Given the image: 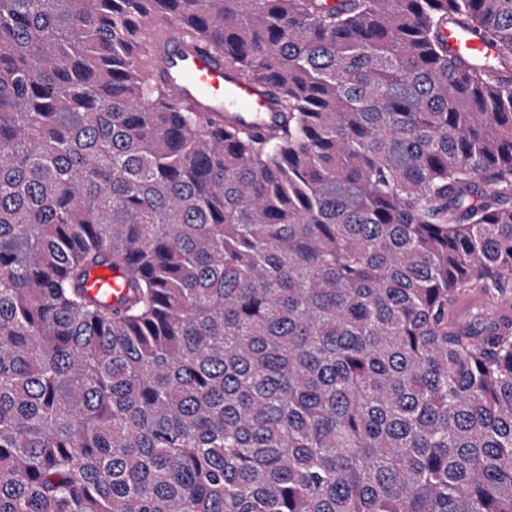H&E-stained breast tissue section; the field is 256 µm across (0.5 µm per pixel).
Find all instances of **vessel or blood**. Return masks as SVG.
<instances>
[{"label":"vessel or blood","instance_id":"vessel-or-blood-1","mask_svg":"<svg viewBox=\"0 0 512 512\" xmlns=\"http://www.w3.org/2000/svg\"><path fill=\"white\" fill-rule=\"evenodd\" d=\"M451 53L481 60L491 57L493 47L475 33L460 27L444 32ZM164 49L149 65L150 70H163L168 75L171 93L179 99H194L201 112L217 124L240 121L255 124L265 131L275 115L267 95L242 81L211 55L185 45L180 32L170 29L163 36Z\"/></svg>","mask_w":512,"mask_h":512}]
</instances>
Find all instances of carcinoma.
Masks as SVG:
<instances>
[{"instance_id":"obj_1","label":"carcinoma","mask_w":512,"mask_h":512,"mask_svg":"<svg viewBox=\"0 0 512 512\" xmlns=\"http://www.w3.org/2000/svg\"><path fill=\"white\" fill-rule=\"evenodd\" d=\"M511 72L512 0H0V512H512ZM448 50L471 61L489 58L494 48L475 33L461 27H451L444 31ZM162 40L164 49L146 67V74L165 70L176 98L194 99L200 111L220 125L241 120L264 133L274 123L275 115L264 92L242 81L213 56L186 46L176 28L165 32Z\"/></svg>"}]
</instances>
